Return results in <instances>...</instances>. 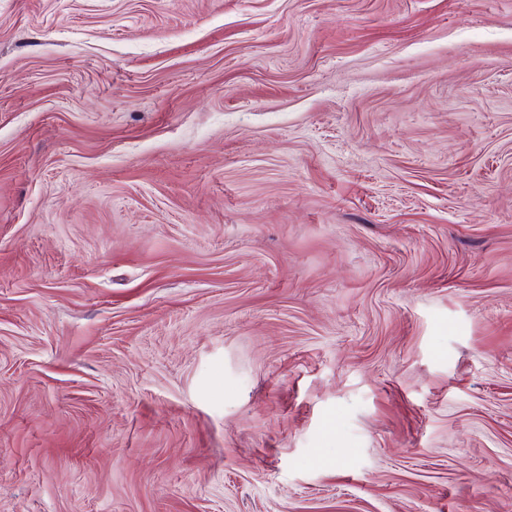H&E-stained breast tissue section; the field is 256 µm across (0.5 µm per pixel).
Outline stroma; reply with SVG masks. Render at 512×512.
<instances>
[{
    "label": "stroma",
    "mask_w": 512,
    "mask_h": 512,
    "mask_svg": "<svg viewBox=\"0 0 512 512\" xmlns=\"http://www.w3.org/2000/svg\"><path fill=\"white\" fill-rule=\"evenodd\" d=\"M0 512H512V0H0Z\"/></svg>",
    "instance_id": "obj_1"
}]
</instances>
